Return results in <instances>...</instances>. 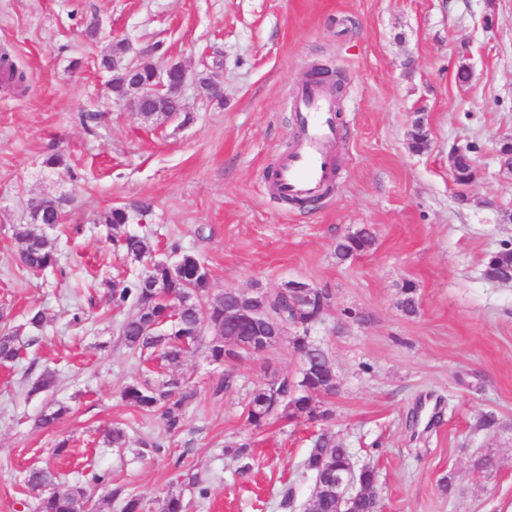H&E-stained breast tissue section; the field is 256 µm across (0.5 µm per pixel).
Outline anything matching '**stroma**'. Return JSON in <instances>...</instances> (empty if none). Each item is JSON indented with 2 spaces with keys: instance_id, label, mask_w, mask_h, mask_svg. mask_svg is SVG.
I'll return each instance as SVG.
<instances>
[{
  "instance_id": "stroma-1",
  "label": "stroma",
  "mask_w": 512,
  "mask_h": 512,
  "mask_svg": "<svg viewBox=\"0 0 512 512\" xmlns=\"http://www.w3.org/2000/svg\"><path fill=\"white\" fill-rule=\"evenodd\" d=\"M119 40L162 42L151 57L159 69L178 62L194 74L220 61L219 98L192 81L183 94L191 124L145 121L115 101L94 64ZM1 47L23 64L28 87L0 82V315L21 326L23 344L17 365L0 367V512H34L24 477L44 465L61 486L82 487L93 512H121L117 488L148 512L170 491L189 512H284L285 491L299 504L310 495L303 462L323 429L376 467L384 512H512V435L476 428L489 412L512 424V284L482 275L488 255L512 241V169L497 157L512 138V0H0ZM316 64L342 75L347 133L333 192L299 209L264 175L297 138L285 101ZM462 65L472 72L465 84ZM419 116L429 147L416 153L408 138ZM469 143L477 177L461 186L448 155ZM55 152L64 166L46 167ZM43 196L68 205L53 234L58 267L36 278L19 262L13 227L30 223ZM144 201L150 212L133 213L129 230L196 254L214 291L297 279L328 289L333 311L364 312V322L313 332L339 383L330 421L248 424L247 394L271 372H297L286 344L236 362L238 388L221 399L210 392L221 368L200 355L178 366L200 391L182 433L122 400L141 360L104 295L137 265L114 251L98 218ZM361 227L374 229V248L337 264V239ZM406 280L418 286L413 317L399 308ZM33 308L47 314L43 328L26 326ZM46 371L55 385L31 393ZM60 405L68 412L53 429L36 428ZM418 409L431 427L407 426ZM116 424L133 447L105 444ZM243 439L244 475L224 453ZM141 441L163 443L166 455L138 456ZM485 453L496 465L476 472ZM188 472L208 485L207 500L185 483ZM102 473L107 483L96 482Z\"/></svg>"
}]
</instances>
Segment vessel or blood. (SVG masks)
Listing matches in <instances>:
<instances>
[{
	"label": "vessel or blood",
	"instance_id": "b4317fda",
	"mask_svg": "<svg viewBox=\"0 0 512 512\" xmlns=\"http://www.w3.org/2000/svg\"><path fill=\"white\" fill-rule=\"evenodd\" d=\"M291 105L300 138L281 157L273 186L284 198H317L326 195L336 181L334 156L342 138L336 124V98L325 84L308 81L292 92Z\"/></svg>",
	"mask_w": 512,
	"mask_h": 512
}]
</instances>
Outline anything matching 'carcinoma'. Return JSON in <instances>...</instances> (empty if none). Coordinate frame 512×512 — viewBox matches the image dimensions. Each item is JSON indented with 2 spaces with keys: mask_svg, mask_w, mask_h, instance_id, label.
Returning a JSON list of instances; mask_svg holds the SVG:
<instances>
[{
  "mask_svg": "<svg viewBox=\"0 0 512 512\" xmlns=\"http://www.w3.org/2000/svg\"><path fill=\"white\" fill-rule=\"evenodd\" d=\"M124 50L123 42L102 52L98 58L99 67L110 74L109 89L118 102L128 99L134 85L149 82L154 74L150 57L163 50L157 42L147 48L141 59L133 65V71L118 64V57ZM0 71L19 88L25 86L27 76L22 67L12 60L8 53L0 54ZM415 134L409 147L416 153L428 148V133L423 119L414 121ZM468 153L457 163L453 180L458 185L471 182L469 158L477 151L474 145H467ZM67 200L61 197H40L34 201L40 214L32 218L33 223L57 227L63 224ZM130 221L127 209L115 207L102 216L100 222L112 231V242L126 257L142 263L143 269L132 276L121 288H111L108 302L129 312L120 325L124 344L132 349L154 356L170 367L176 366L187 357L202 352L209 362L224 366L222 376L214 383L211 393L218 397L227 394L237 386V375L233 360L241 357L248 337L225 334L224 304L232 298L210 288V271L198 272L204 265L197 256L181 250L173 243L167 247L170 258L156 259L157 250L145 236L125 230ZM15 237L21 241L19 255L25 269L32 275H39L56 266L55 249L46 231L36 232L29 224H18ZM375 245V235L364 228L352 235H345L336 242V261L344 263L362 256ZM483 275L494 282L512 278V241L501 243L494 256L484 264ZM163 281L166 286L153 287V282ZM331 303L328 290L322 288L315 295L314 304L304 308L301 318L315 327L326 320V311ZM399 307L403 314L412 317L418 313L417 285L406 280L400 287ZM265 309L282 324L295 317L293 298L288 291H274L268 294ZM299 355L300 368L296 379L273 374L266 385L250 393L245 410L247 421L256 429L267 425L273 418L291 417L308 413L316 420L327 421L332 411L319 409L324 399L336 396V371L326 349L312 337L290 330L283 339ZM21 344L19 329L7 323L0 327V364L17 362ZM121 396L145 414L160 413L167 430L173 434L182 432L188 409L197 399V389L184 377L173 372L167 375L154 374L149 370L129 383ZM108 444L114 448H126L130 444L127 430L119 425L105 433ZM238 462L239 473L251 468V444L246 440L224 445ZM355 460L350 449L336 442L331 435L323 432L317 435L313 448L303 462V469L313 481L303 512H335V499L327 494L324 480L329 477H346L352 472ZM56 476L47 467H36L28 471L25 484L38 492V512H89L86 492L80 488L60 490L55 484ZM113 496L123 498L122 512H144L145 505L134 494L122 495V490H113Z\"/></svg>",
  "mask_w": 512,
  "mask_h": 512,
  "instance_id": "carcinoma-1",
  "label": "carcinoma"
}]
</instances>
